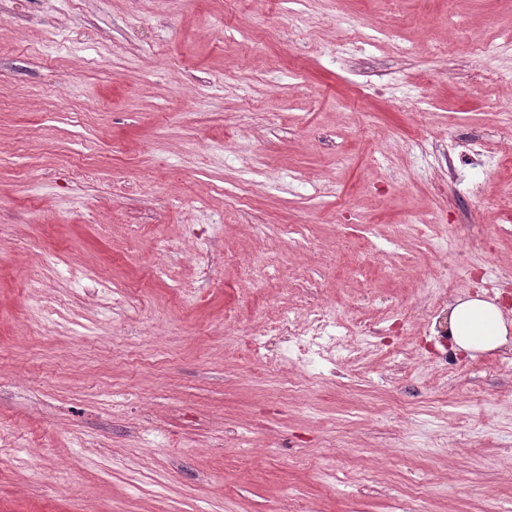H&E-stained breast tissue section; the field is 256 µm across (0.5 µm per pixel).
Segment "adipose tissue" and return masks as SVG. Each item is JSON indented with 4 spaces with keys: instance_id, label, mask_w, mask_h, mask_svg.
Wrapping results in <instances>:
<instances>
[{
    "instance_id": "adipose-tissue-1",
    "label": "adipose tissue",
    "mask_w": 512,
    "mask_h": 512,
    "mask_svg": "<svg viewBox=\"0 0 512 512\" xmlns=\"http://www.w3.org/2000/svg\"><path fill=\"white\" fill-rule=\"evenodd\" d=\"M447 309L444 333L458 351L492 352L512 340L500 307L482 295L453 298Z\"/></svg>"
}]
</instances>
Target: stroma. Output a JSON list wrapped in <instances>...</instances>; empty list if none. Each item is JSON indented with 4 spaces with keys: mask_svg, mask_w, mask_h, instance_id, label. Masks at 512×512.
Listing matches in <instances>:
<instances>
[{
    "mask_svg": "<svg viewBox=\"0 0 512 512\" xmlns=\"http://www.w3.org/2000/svg\"><path fill=\"white\" fill-rule=\"evenodd\" d=\"M510 102L512 0H0V512H512ZM447 309L444 335L456 350L472 356L474 352H492L507 345L509 327L493 301L477 293L453 298Z\"/></svg>",
    "mask_w": 512,
    "mask_h": 512,
    "instance_id": "obj_1",
    "label": "stroma"
}]
</instances>
